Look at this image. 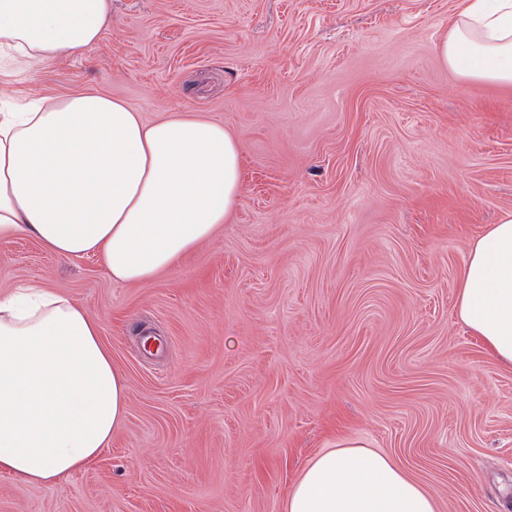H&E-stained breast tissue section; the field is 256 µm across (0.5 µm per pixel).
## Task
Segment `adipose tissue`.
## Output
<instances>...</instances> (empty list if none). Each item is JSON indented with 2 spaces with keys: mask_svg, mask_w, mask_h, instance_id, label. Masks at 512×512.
<instances>
[{
  "mask_svg": "<svg viewBox=\"0 0 512 512\" xmlns=\"http://www.w3.org/2000/svg\"><path fill=\"white\" fill-rule=\"evenodd\" d=\"M112 0H0V68L25 74L96 43ZM461 77L512 86V0H467L439 45ZM241 191L239 143L222 123L143 121L100 91L0 113V239L62 257L99 253L112 281L175 268L211 239ZM457 316L512 367V212L469 246ZM127 415V386L100 327L33 280L0 293V472L50 485L89 466ZM286 512H435L390 457L355 442L313 458Z\"/></svg>",
  "mask_w": 512,
  "mask_h": 512,
  "instance_id": "1",
  "label": "adipose tissue"
}]
</instances>
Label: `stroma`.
I'll return each instance as SVG.
<instances>
[{
  "label": "stroma",
  "instance_id": "stroma-1",
  "mask_svg": "<svg viewBox=\"0 0 512 512\" xmlns=\"http://www.w3.org/2000/svg\"><path fill=\"white\" fill-rule=\"evenodd\" d=\"M466 0H112L99 41L11 104L97 89L146 122H222L242 155L222 228L154 279L0 240V292L45 281L100 325L128 411L0 512H285L319 453L389 456L438 512H512V368L457 318L471 241L512 211V87L437 47Z\"/></svg>",
  "mask_w": 512,
  "mask_h": 512
}]
</instances>
